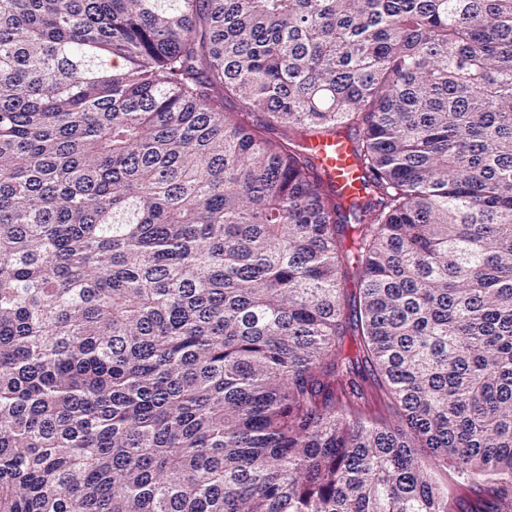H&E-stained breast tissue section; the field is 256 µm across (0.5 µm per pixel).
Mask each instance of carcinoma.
<instances>
[{"mask_svg":"<svg viewBox=\"0 0 512 512\" xmlns=\"http://www.w3.org/2000/svg\"><path fill=\"white\" fill-rule=\"evenodd\" d=\"M450 467L512 504V0H0V512H448ZM307 147L322 173L328 174L344 197L362 194L363 172L357 167L345 137L329 134L310 139Z\"/></svg>","mask_w":512,"mask_h":512,"instance_id":"obj_1","label":"carcinoma"}]
</instances>
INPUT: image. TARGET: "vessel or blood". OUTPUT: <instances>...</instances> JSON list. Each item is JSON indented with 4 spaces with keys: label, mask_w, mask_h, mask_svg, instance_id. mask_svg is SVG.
<instances>
[{
    "label": "vessel or blood",
    "mask_w": 512,
    "mask_h": 512,
    "mask_svg": "<svg viewBox=\"0 0 512 512\" xmlns=\"http://www.w3.org/2000/svg\"><path fill=\"white\" fill-rule=\"evenodd\" d=\"M307 146L314 162L322 173L328 174L339 192L347 197L361 194L363 173L357 167L345 137L329 134L309 140Z\"/></svg>",
    "instance_id": "vessel-or-blood-1"
}]
</instances>
